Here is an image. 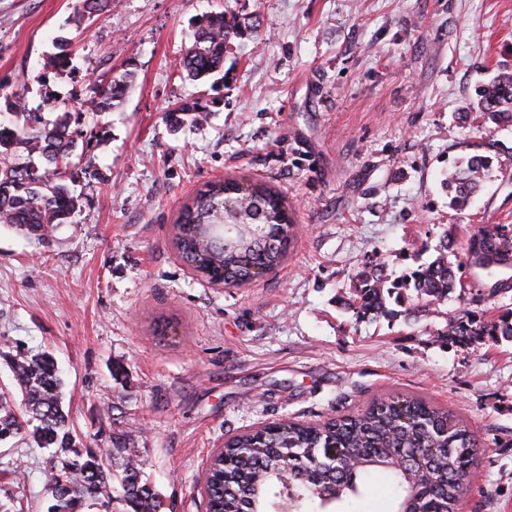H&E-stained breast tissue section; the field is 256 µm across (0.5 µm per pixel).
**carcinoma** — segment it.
Listing matches in <instances>:
<instances>
[{"mask_svg":"<svg viewBox=\"0 0 512 512\" xmlns=\"http://www.w3.org/2000/svg\"><path fill=\"white\" fill-rule=\"evenodd\" d=\"M111 0H82L78 20L99 16ZM243 36L242 26L224 13L203 17L192 46L179 62L190 81H199L224 69L229 44ZM131 74L112 77L95 90L96 111H115L123 103ZM12 116L0 122V224L32 239H43L57 224L65 223L77 208L60 164L76 155L77 142L70 131L71 113L52 121L28 110L22 98H4ZM477 112L497 127L512 124V73H501L480 92ZM205 106L186 101L168 110L165 119L176 125L205 119ZM490 159L474 154L446 174L443 184L451 204L466 206L482 187ZM234 217L237 224L263 225V237L276 247L239 240L226 249L208 236L206 225L216 214ZM174 244L183 259L204 257L224 268L231 285L248 283L261 267L276 270L291 243L296 224L285 199L257 183L247 185L230 178L199 191L177 218ZM488 248L483 272L496 276L498 254L512 251V224L484 226L461 247ZM459 253V254H461ZM455 242L443 236L436 257L416 269L389 278L384 263L357 275L346 303L359 319L403 315L415 320L448 300L462 285L463 268ZM402 307H387L388 300ZM446 336L461 343L512 342V309L493 320L455 313L448 318ZM16 386L23 394L17 407L0 393V441L30 436L40 448L54 449L56 461L47 474L52 504L47 512H84L116 500L119 512H166L161 494L145 479L146 460L135 448L131 432L112 430V448L106 454L83 449V441L68 425L61 406L62 380L52 357L46 353H18L10 360ZM477 438L448 408L419 396L388 395L373 400L362 411L322 424L290 421L271 433L248 432L228 440L224 452L212 456L206 471L209 503L231 512H268L287 507L291 512H317L362 495L359 482L377 475L386 478L397 502V512H455L474 463ZM336 449L328 457L324 449ZM408 457L401 470L394 460Z\"/></svg>","mask_w":512,"mask_h":512,"instance_id":"1","label":"carcinoma"}]
</instances>
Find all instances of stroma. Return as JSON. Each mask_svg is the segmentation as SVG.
Returning a JSON list of instances; mask_svg holds the SVG:
<instances>
[{"instance_id":"stroma-1","label":"stroma","mask_w":512,"mask_h":512,"mask_svg":"<svg viewBox=\"0 0 512 512\" xmlns=\"http://www.w3.org/2000/svg\"><path fill=\"white\" fill-rule=\"evenodd\" d=\"M78 4L0 0V97L72 112L88 144L67 174L68 223L41 243L0 224V386L9 357L51 354L85 446L131 431L170 512H205L196 481L235 434L420 395L478 440L465 512H512V343L443 335L444 312L489 318L512 291L490 295L468 270L416 323L342 305L370 261L398 274L443 236L512 224V127L461 119L481 83L512 73V0H112L79 27ZM210 12L246 28L218 87L178 68ZM59 35L75 41L62 72ZM125 70L121 110L95 112V85ZM187 98L208 119L172 131L164 112ZM476 153L491 169L454 208L442 175ZM231 177L275 187L299 227L279 270L245 288L210 285L173 244L183 204ZM51 455L0 443V512H46Z\"/></svg>"}]
</instances>
